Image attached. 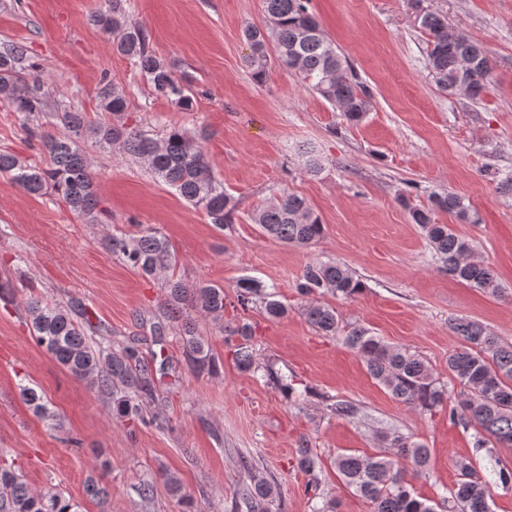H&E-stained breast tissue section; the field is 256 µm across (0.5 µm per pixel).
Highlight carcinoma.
I'll use <instances>...</instances> for the list:
<instances>
[{"label": "carcinoma", "mask_w": 512, "mask_h": 512, "mask_svg": "<svg viewBox=\"0 0 512 512\" xmlns=\"http://www.w3.org/2000/svg\"><path fill=\"white\" fill-rule=\"evenodd\" d=\"M124 0H106L107 7L92 16L102 32L116 36L118 53L128 57L150 83L153 94L190 110L195 95L177 77L171 64L149 49L144 27L129 20ZM424 0H407L420 33L425 35L426 68L442 91L456 93L465 87V97L477 102L491 87L492 61L485 47L471 41L448 25L447 19L423 6ZM263 27L248 26L244 37L250 54L246 65L254 79L261 81L268 71L270 56L318 93L325 101L339 106L347 121L357 124L371 111L370 95L358 81L351 64L326 35L318 17L310 12L309 0H264ZM38 65L27 56V49L12 43L0 51V103L28 116L45 110L52 90L34 75ZM102 111L113 116L111 122H94L63 100H55V133L41 136L48 156L46 166L29 164L17 156L0 152V174L30 195L49 190L90 224L100 223L98 188L90 161L81 142L90 141L102 150L117 148L144 162L153 176L174 188L188 203L203 208L210 223L219 228L232 223L236 210L234 197L224 191L215 176L201 143L202 136L172 128L164 137L130 127L121 121L126 111L125 95L112 83L98 91ZM427 209L410 210L431 248L440 256L448 273L472 288L494 295L499 292L492 269L470 259L469 241L448 224H439L434 214L445 212L462 224H479L481 217L466 199L450 192H434ZM253 223L269 237L286 245L308 246L324 233L319 216L306 201L294 194L281 193L276 201L254 210ZM106 249L146 277L163 276L177 264L168 238L155 228H144L137 235L115 231L106 240ZM167 298L163 317L175 326L188 366L194 370H214L208 340L199 329V320L210 322L218 331L237 336V367L254 368L250 341L251 324H224V287L208 282L193 285L180 278L165 279ZM237 300L247 309L260 302L270 320L288 314V305L275 299L258 280L244 277L237 281ZM363 288L361 281L345 264L316 262L303 270L297 284L302 295L331 293L350 299ZM33 336L39 347L54 361L80 380H89L98 389L117 396L113 411L129 420H143L144 407L153 400V376L149 364L133 345L118 348L95 346L88 336L90 320L80 322L59 304L38 298L26 302ZM307 322L326 336L340 331L336 309L324 303H311L303 309ZM448 328L465 341V346L448 356V372L460 389L448 390L432 376L425 362L405 350L391 347L369 329H349L342 341L360 354L368 374L396 399L434 412L452 401L449 418L475 429V448L512 447V344L503 343L483 324L466 318L448 319ZM22 401L46 421L57 420L42 393L30 385L20 386ZM390 450L373 456L342 453L333 465L343 483L368 500L373 512H435L427 499L416 494L407 479L428 473L430 457L424 446L401 435H386ZM297 465L311 477L314 497L319 492L320 457L306 445L296 449ZM458 480L449 490L448 512H492L494 487L512 484V469L504 466L484 478L475 474L472 461H456ZM85 494L99 505L111 497L110 486L93 475L85 482ZM274 486L252 479L237 490L236 512H266ZM0 512H80L73 498L59 488L32 490L23 476L0 464Z\"/></svg>", "instance_id": "carcinoma-1"}]
</instances>
